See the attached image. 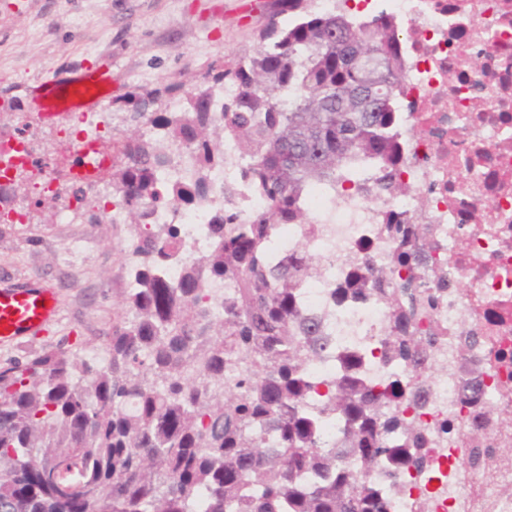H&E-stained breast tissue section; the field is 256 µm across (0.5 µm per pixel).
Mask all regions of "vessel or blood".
<instances>
[{"label": "vessel or blood", "instance_id": "obj_1", "mask_svg": "<svg viewBox=\"0 0 512 512\" xmlns=\"http://www.w3.org/2000/svg\"><path fill=\"white\" fill-rule=\"evenodd\" d=\"M112 97L111 71L81 67L37 81L30 102L41 119L55 122L65 113L101 106ZM58 311L53 288L21 282L0 287V343L20 341L42 331Z\"/></svg>", "mask_w": 512, "mask_h": 512}]
</instances>
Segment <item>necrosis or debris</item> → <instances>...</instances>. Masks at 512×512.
<instances>
[{
  "mask_svg": "<svg viewBox=\"0 0 512 512\" xmlns=\"http://www.w3.org/2000/svg\"><path fill=\"white\" fill-rule=\"evenodd\" d=\"M315 2L323 13L371 10L401 22L400 188H385L369 168L358 185L312 187L305 223L278 226L277 253L295 255L302 244L319 261L321 277L298 289L300 311L320 321L336 349L371 353L366 374L383 388L398 372L375 357L384 304L374 296L341 303L334 291L359 265H385L395 247L383 229L389 220L423 225L428 248L417 251L407 276L418 288L441 289L434 319L445 338L409 388L430 432L427 463L410 473L407 495L394 497L389 512H413L421 498L432 512H512V424L473 420L462 402L473 380L488 408L512 414V0ZM238 168L233 144H225L209 201L158 211L157 223L179 225L183 261L209 252V218L225 204L244 214L265 207ZM227 183L237 187L229 200L221 192ZM466 333L481 341L463 352L458 338ZM449 421L453 432L442 433ZM477 431L485 434L486 470L467 466Z\"/></svg>",
  "mask_w": 512,
  "mask_h": 512,
  "instance_id": "necrosis-or-debris-1",
  "label": "necrosis or debris"
}]
</instances>
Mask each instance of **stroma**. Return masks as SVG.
<instances>
[{"instance_id":"1","label":"stroma","mask_w":512,"mask_h":512,"mask_svg":"<svg viewBox=\"0 0 512 512\" xmlns=\"http://www.w3.org/2000/svg\"><path fill=\"white\" fill-rule=\"evenodd\" d=\"M276 8L277 0H0V130L36 128L39 159L13 184L14 205L26 209L24 223H0V286L27 278L49 282L59 293L54 324L22 343L0 344V365L57 347L82 355L100 350L125 314L129 283L120 254L128 227L110 223L99 200L76 202L75 159L57 158L56 129L32 111L28 87L79 64L111 71L114 94L94 115L98 145L112 158L96 180L111 194L112 178L126 163V142L151 133L131 121L124 97L151 94L147 113L170 111L165 86L194 90L209 64L254 54L269 18L283 27L295 22V14ZM48 176L60 189L37 199L34 184ZM69 209L74 223H60Z\"/></svg>"}]
</instances>
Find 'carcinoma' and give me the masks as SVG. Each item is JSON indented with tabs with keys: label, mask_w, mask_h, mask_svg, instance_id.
Segmentation results:
<instances>
[{
	"label": "carcinoma",
	"mask_w": 512,
	"mask_h": 512,
	"mask_svg": "<svg viewBox=\"0 0 512 512\" xmlns=\"http://www.w3.org/2000/svg\"><path fill=\"white\" fill-rule=\"evenodd\" d=\"M303 2L279 0L280 12L303 14L286 28L270 21L254 55L210 66L196 91L166 86L181 119L152 116L153 134L125 145L116 205L139 228L127 314L105 337L103 364L56 348L0 366V512H196L201 494L205 512H387L373 476L403 494V477L426 462V426L406 412L409 381L375 391L356 351L336 353L331 379L310 377L331 341L301 313L297 291L320 267L303 255L269 258L276 226L307 219L310 187L352 182L370 166L398 188L399 22L310 13ZM360 54L386 61L372 87L353 65ZM222 138L239 148L242 175L268 207L243 217L226 206L211 251L171 284L161 269L176 258L178 228L149 219L209 195ZM174 141L196 158L190 183L170 178ZM385 228L396 241L387 264L358 268L337 299L377 293L387 307L383 362L416 372L443 339L437 325L418 331L436 296L407 279L382 284L410 268L424 226ZM223 281L234 293L217 301L211 284ZM231 372L236 386L226 388ZM314 394L316 414L306 408ZM327 416L344 422L334 448L319 442Z\"/></svg>",
	"instance_id": "obj_1"
}]
</instances>
